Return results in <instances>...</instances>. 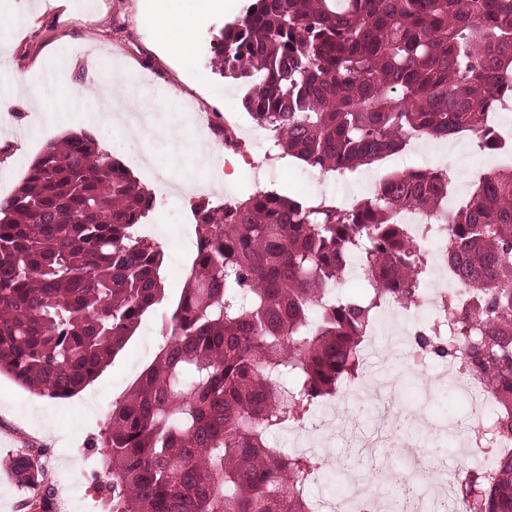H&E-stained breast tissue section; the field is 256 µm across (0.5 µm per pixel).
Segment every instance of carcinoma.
<instances>
[{"mask_svg": "<svg viewBox=\"0 0 512 512\" xmlns=\"http://www.w3.org/2000/svg\"><path fill=\"white\" fill-rule=\"evenodd\" d=\"M220 74L272 134L271 149L344 176L411 140L479 132L512 98V0H249L217 37ZM448 173L412 170L345 207L273 190L190 204L197 250L152 365L112 406L99 483L108 512H311L315 453L269 437L357 380L387 296L424 288L419 246L397 223L435 220ZM152 194L86 133L46 144L0 198V373L49 399L81 392L165 299L163 255L139 233ZM357 258L362 296L334 293ZM448 268L452 331L416 345L477 375L492 421L475 439L495 477L469 470L468 512H512V171L457 204ZM45 449L11 460L26 512H53Z\"/></svg>", "mask_w": 512, "mask_h": 512, "instance_id": "1", "label": "carcinoma"}]
</instances>
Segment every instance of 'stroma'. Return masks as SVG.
<instances>
[{
    "instance_id": "1",
    "label": "stroma",
    "mask_w": 512,
    "mask_h": 512,
    "mask_svg": "<svg viewBox=\"0 0 512 512\" xmlns=\"http://www.w3.org/2000/svg\"><path fill=\"white\" fill-rule=\"evenodd\" d=\"M190 0H0V10L12 13L10 27L0 29V173L10 174L19 184L29 165L53 138L79 130L92 135L113 160L128 166L133 177L146 189L153 180L130 157L134 144L121 125L92 126L88 118L101 111L106 97L121 100L127 108L146 109L172 115L180 123L178 132L191 141H211L223 146V132H203L186 121V107H207L213 112L238 113L243 126H251L241 113L239 85L220 76L218 59L210 42L211 31L219 23L239 15L246 0H232L229 8L214 9L205 15L194 37V50L185 57L162 44L150 17L161 10L168 15L182 13ZM123 62L124 85L113 86L104 79L114 61ZM26 75L33 85L53 88V96L43 106L18 91V75ZM178 83V96H170L169 83ZM398 163L376 162L340 177L324 174L293 158L272 157L273 190L304 198L339 195L342 187L356 190V199L369 197L375 185L392 173L425 168L426 163L413 149L398 155ZM192 174L195 187L187 196L155 197L152 216L163 224L153 240L163 253V285L168 300L178 298L192 258L183 250L184 228L170 220L169 212L189 207L192 201L217 199L224 191L241 198L253 192V172L244 162L229 170L226 187L208 185L209 170L194 154L181 157L170 176ZM159 313H151L114 361L86 389L105 406L123 398L131 384L154 359L163 338ZM403 413L420 406L441 417L466 419V401L448 396L437 369H428L422 380L400 384ZM81 396L47 400L32 395L10 376H0V458H9L31 446L50 450L54 491L69 495L72 512H107L104 498L96 492L104 473L87 475L88 461H101L97 443L107 416L78 413ZM332 453L331 467L341 468L342 481L352 471L372 477L385 451L381 448L339 446L336 436H327Z\"/></svg>"
}]
</instances>
